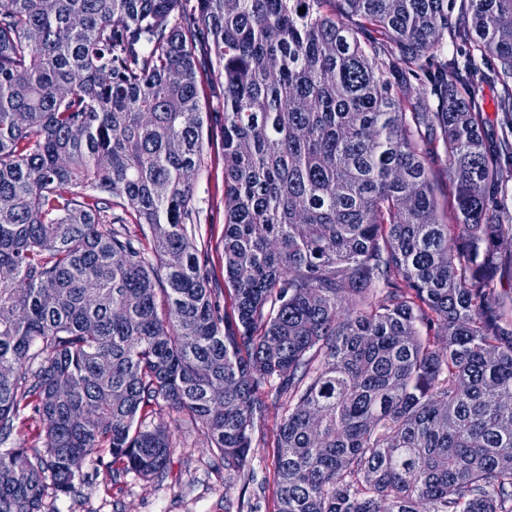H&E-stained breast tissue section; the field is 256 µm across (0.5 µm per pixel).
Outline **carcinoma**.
<instances>
[{
  "mask_svg": "<svg viewBox=\"0 0 512 512\" xmlns=\"http://www.w3.org/2000/svg\"><path fill=\"white\" fill-rule=\"evenodd\" d=\"M199 42L224 77L227 308L187 228ZM487 58L510 113L512 0H0V444L44 424L0 450V512H45L102 451L163 479L171 432L139 424L160 401L238 473L270 385L274 512H512ZM39 425L40 423H36L27 417L17 420L7 444L0 445V448L12 447L19 444H23L27 448L34 446L35 437L39 431Z\"/></svg>",
  "mask_w": 512,
  "mask_h": 512,
  "instance_id": "carcinoma-1",
  "label": "carcinoma"
}]
</instances>
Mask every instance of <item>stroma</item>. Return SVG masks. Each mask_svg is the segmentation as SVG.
I'll list each match as a JSON object with an SVG mask.
<instances>
[{
  "label": "stroma",
  "mask_w": 512,
  "mask_h": 512,
  "mask_svg": "<svg viewBox=\"0 0 512 512\" xmlns=\"http://www.w3.org/2000/svg\"><path fill=\"white\" fill-rule=\"evenodd\" d=\"M223 82V76L209 67L198 74L200 99L210 117L189 203L190 228L218 277L224 267ZM283 413V407H271L268 419L253 433L242 475L232 479L203 430L188 418L169 413L165 405L154 406L148 423L169 427L174 442L163 480L146 482L131 473L113 476L109 454H95L84 464L85 485L71 495L47 498L46 512H273L275 442Z\"/></svg>",
  "instance_id": "stroma-1"
}]
</instances>
